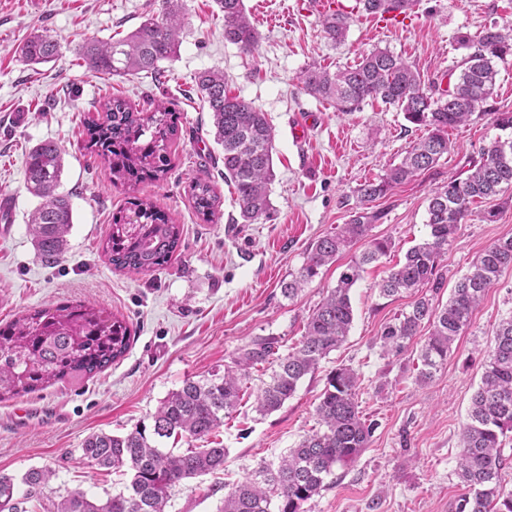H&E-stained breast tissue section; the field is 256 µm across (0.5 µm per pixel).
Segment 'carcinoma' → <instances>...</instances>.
Wrapping results in <instances>:
<instances>
[{
    "mask_svg": "<svg viewBox=\"0 0 512 512\" xmlns=\"http://www.w3.org/2000/svg\"><path fill=\"white\" fill-rule=\"evenodd\" d=\"M161 13L146 19L123 39L103 42L87 39L81 45L86 65L94 73L162 74L161 63L173 58L183 29L182 0H162ZM406 0H359L365 13L386 7L396 9ZM224 18V40L244 52L255 49L259 33L245 12L243 0H217ZM350 16L340 11L322 14L325 37L333 44L347 35ZM464 51L448 70V87L426 91L419 73L401 57L375 49L353 66L332 73L322 68L304 70L298 79L313 97L331 103L340 112H353L368 99L399 108L407 121L429 130L415 142L399 164L386 175L368 180L356 190L359 205L338 232L311 244L304 264L291 280L282 283L288 298L295 297L319 270L334 262L353 243L364 239L382 212L370 203L392 189L431 170L448 153V129L465 123L476 111L486 110L493 98L497 64L512 57V30L492 23L479 33L456 36ZM24 61L44 63L60 55L59 44L47 35H33L20 49ZM196 92L212 113L215 140L224 147V179L234 188L240 217L252 224L268 216L269 185L274 177L273 135L265 113L225 91L224 74L203 71L195 80ZM86 146L109 167L112 182L137 185L165 179L172 169L178 139L176 114L164 104L140 112L126 99L115 96L102 105L98 118L86 122ZM62 172V149L42 141L26 161L28 191L39 203L29 221L41 261L57 265L67 247L73 224L70 198L57 192ZM512 187V136L484 147L480 159L470 163L465 176L452 177L436 187L428 201V237L410 248L405 259L388 270L380 294L393 297L429 288L437 293L446 274L439 266L448 243L464 223L473 203ZM192 207L209 220L219 198L213 186L197 181L191 186ZM181 227L151 200L134 198L128 211L112 215L103 252L114 268L132 274L153 271L170 261L177 251ZM392 243L375 239L369 250L351 260L308 319L299 343L279 353L275 336H258L210 379H186L152 415V425H139L115 435H89L81 458L100 469H125L124 490L96 500L82 491L57 500H45L56 476L51 468H31L20 479L26 486L16 497L15 478L0 476V512H166L169 489L185 479L224 469L226 448H188L176 454L161 447L164 439L185 437L206 440L224 425V417L239 404L242 381L250 368L268 365L270 381L257 395L261 415L278 410L295 393L299 382L314 373L322 359L349 336L354 320L350 292L364 266L388 254ZM512 268V237L501 238L471 263L457 279L448 301L436 307L426 296L411 310L387 324L379 336L384 354L399 355L429 326L421 346L425 383L445 361L457 337L470 326L485 293ZM127 323L104 310L82 302L35 309L0 325V400L44 390L69 378H90L122 358L130 347ZM493 349L483 364L480 384L471 398L468 418L461 431L458 478L466 489L455 512H512V490L502 485V450L512 433V316L493 332ZM358 372L336 368L315 407L319 428L302 437L277 464H261L251 478L224 496L220 512H303L304 503L330 486L327 479L338 466L355 462L372 437L377 423L363 417L357 402Z\"/></svg>",
    "mask_w": 512,
    "mask_h": 512,
    "instance_id": "obj_1",
    "label": "carcinoma"
}]
</instances>
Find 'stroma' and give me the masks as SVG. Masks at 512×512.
I'll use <instances>...</instances> for the list:
<instances>
[{"instance_id":"stroma-1","label":"stroma","mask_w":512,"mask_h":512,"mask_svg":"<svg viewBox=\"0 0 512 512\" xmlns=\"http://www.w3.org/2000/svg\"><path fill=\"white\" fill-rule=\"evenodd\" d=\"M352 8L346 40L334 45L308 0H244L260 33L253 53L225 42L215 0H183L185 27L165 78L141 73L116 77L92 73L77 53L88 38H122L159 14L161 0H0V197L11 207L0 221V322L29 310L84 301L127 321V353L103 372L0 402V473L21 477L33 467L55 470L53 495L81 490L106 499L126 482L80 461L93 433L123 434L149 422L160 402L184 380L223 374L237 352L258 336L279 337L295 347L304 326L344 266L387 239V256L366 265L350 296L354 320L346 342L306 376L283 406L266 415L255 398L268 376L251 371L240 404L214 434L227 450L223 471L173 487L167 512H217L224 496L261 463L278 462L316 427L315 406L327 379L345 365L360 376L359 409L378 427L368 448L338 468L336 481L304 504V512H454L464 489L457 475L461 430L493 344L497 324L512 316V268L490 288L470 327L448 360L426 384L417 381L422 339L398 356L382 355L384 326L409 311L415 293L384 297L379 284L389 268L429 229L426 210L433 189L479 159L500 132L493 112H512V62L499 64L497 93L489 112L477 111L448 132L449 149L427 172L377 200L382 218L294 298L281 292L303 265L309 244L346 224L355 190L382 177L425 127L380 100L340 112L305 92L299 73L309 67L336 70L381 48L408 61L423 83L440 82L462 55L458 33L484 25L512 26V0H418L409 18L395 24ZM35 33L60 45L50 63L24 62L17 47ZM205 70L227 77L230 95L265 112L273 128L269 218L240 221L234 190L224 180V150L214 140L207 105L195 91ZM125 97L151 111L165 103L178 116V149L165 180L135 186L113 184L104 162L86 148L85 117H97L108 97ZM307 122L303 141L292 129ZM52 140L63 149L61 192L70 196L73 226L60 265L44 266L28 232L38 204L25 181L28 150ZM210 182L220 198L212 221L198 217L190 186ZM150 198L181 226L180 245L163 268L132 275L113 269L102 251L113 213L133 198ZM502 197L476 203L448 245L440 264L449 279L466 273L488 246L512 236V208ZM499 210L496 222L484 214Z\"/></svg>"}]
</instances>
